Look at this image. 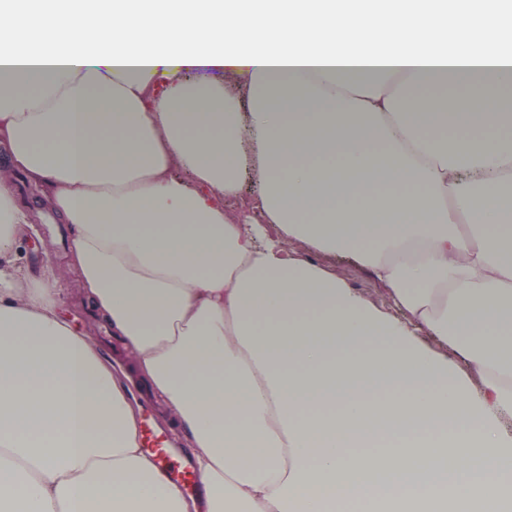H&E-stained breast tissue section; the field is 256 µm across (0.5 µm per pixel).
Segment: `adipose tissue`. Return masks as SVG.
<instances>
[{
	"label": "adipose tissue",
	"instance_id": "1",
	"mask_svg": "<svg viewBox=\"0 0 512 512\" xmlns=\"http://www.w3.org/2000/svg\"><path fill=\"white\" fill-rule=\"evenodd\" d=\"M511 95L503 0H0V148L201 485L0 177V512H512ZM0 175L13 180L18 205L30 214L38 229L36 236L25 238L19 243V259L34 277L41 274L46 264H54L62 280V288H65L60 313L68 318L78 332L91 336L99 353L109 362L128 368L131 362L129 353L112 336L111 329L99 313L83 302L79 281L68 267V255L73 246L70 226L54 219L48 197L33 188L24 174L8 166L2 149ZM307 256L328 264L336 273L337 278L355 288L377 306L386 305L387 298L383 290L384 287L373 278L369 270L339 258H327L315 253H307ZM131 380H135L140 386V390H143L148 394L145 398L137 399L139 403V419L142 429H150L157 434H163L167 437L168 442L171 441L168 430L162 425L160 421L163 420V411L159 408L155 395L151 389L139 378L131 375ZM152 393V395L150 394ZM146 447L151 448L156 454L159 465L166 470L169 478L183 490L184 485L189 482L188 477L193 476V473L189 470V466L186 462L177 463L171 459L169 451H165L163 444L160 441L152 439L148 433L144 438ZM143 447V448H146Z\"/></svg>",
	"mask_w": 512,
	"mask_h": 512
}]
</instances>
